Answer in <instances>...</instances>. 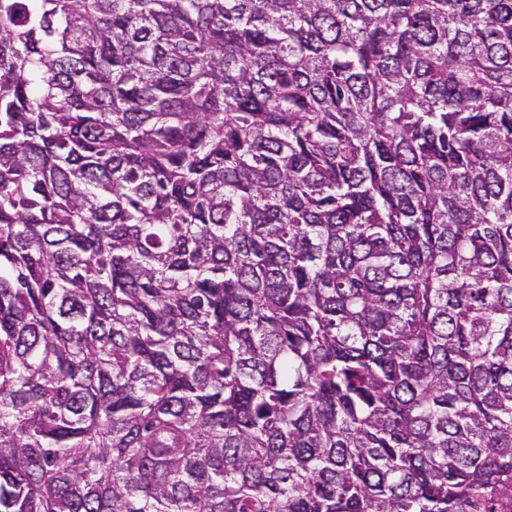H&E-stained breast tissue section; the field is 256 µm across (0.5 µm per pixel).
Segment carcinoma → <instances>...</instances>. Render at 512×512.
<instances>
[{"mask_svg":"<svg viewBox=\"0 0 512 512\" xmlns=\"http://www.w3.org/2000/svg\"><path fill=\"white\" fill-rule=\"evenodd\" d=\"M0 512H512V0H0Z\"/></svg>","mask_w":512,"mask_h":512,"instance_id":"1","label":"carcinoma"}]
</instances>
